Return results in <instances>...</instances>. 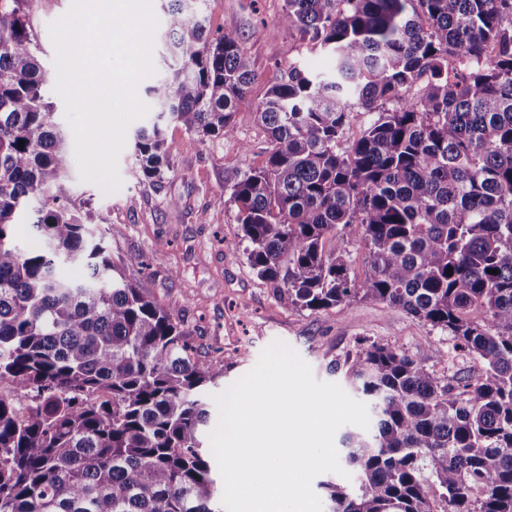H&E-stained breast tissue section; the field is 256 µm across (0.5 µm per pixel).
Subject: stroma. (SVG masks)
Segmentation results:
<instances>
[{"mask_svg":"<svg viewBox=\"0 0 512 512\" xmlns=\"http://www.w3.org/2000/svg\"><path fill=\"white\" fill-rule=\"evenodd\" d=\"M70 0H33L31 20L42 48L41 62L55 78L49 25ZM211 31L238 34L254 62L250 103L234 117L231 138L200 139L180 125L164 127L173 152L160 181L143 178L133 164V148L119 157L122 187L104 192L73 178L78 200L87 203L97 224H116L121 234L105 238L113 264L164 307L178 314L197 357L218 373L208 394H218L250 371L261 352L280 341L293 348L323 382L343 384L328 364L355 349L362 339L403 347L438 372L477 373L470 357L455 354L448 336L404 310L376 301H354L309 311L280 301L257 277L237 238L233 185L244 172L264 165L268 140L255 119V106L283 73L298 65L313 71L331 60L303 41L286 16L285 0H207ZM178 207H171L170 199ZM434 349L424 348V340Z\"/></svg>","mask_w":512,"mask_h":512,"instance_id":"stroma-1","label":"stroma"}]
</instances>
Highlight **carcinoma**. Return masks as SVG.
Listing matches in <instances>:
<instances>
[{
	"mask_svg": "<svg viewBox=\"0 0 512 512\" xmlns=\"http://www.w3.org/2000/svg\"><path fill=\"white\" fill-rule=\"evenodd\" d=\"M27 2L0 0V512H220L202 442L218 372L90 230ZM166 2L169 74L135 133L156 180L172 151L160 122L230 137L255 77L205 0ZM286 3L333 66L291 67L256 106L267 159L231 193L247 260L292 307L383 302L481 365L440 376L368 339L333 360L376 424L342 436L355 481L320 483L329 512H512V0ZM356 108L371 118L343 147ZM30 211L35 251L14 238ZM349 224L369 251L361 282ZM340 235L348 244L350 251V270L352 278L363 280L370 269L369 251L362 240L361 228L357 224H350L340 230Z\"/></svg>",
	"mask_w": 512,
	"mask_h": 512,
	"instance_id": "1",
	"label": "carcinoma"
}]
</instances>
